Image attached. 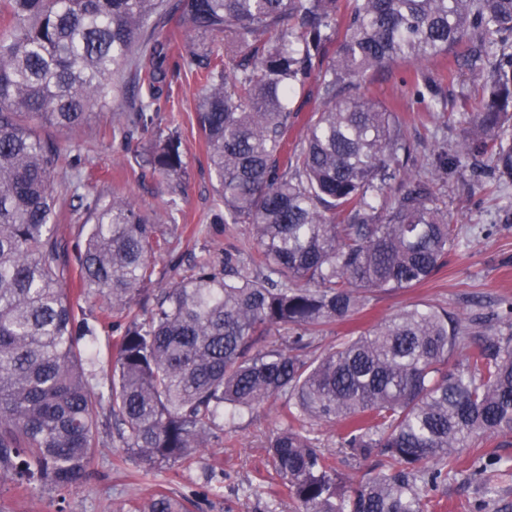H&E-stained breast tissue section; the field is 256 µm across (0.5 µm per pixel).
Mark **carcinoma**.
I'll list each match as a JSON object with an SVG mask.
<instances>
[{"mask_svg":"<svg viewBox=\"0 0 512 512\" xmlns=\"http://www.w3.org/2000/svg\"><path fill=\"white\" fill-rule=\"evenodd\" d=\"M202 40L179 45L170 22ZM466 47L485 96L466 114L449 163L487 155L512 184V0H0V483L82 487L95 453L96 329L80 301L102 297L125 320L113 342L107 403L117 435L148 465L207 446L222 419L271 399L286 408L268 462L295 512H426L423 489L456 470L474 439L512 436L511 330L466 341L445 307L408 308L317 353L324 329L353 320L382 291L416 288L448 261L454 228L421 172L402 122L358 92L369 72ZM149 55L155 64H140ZM202 86L196 120L218 197L214 221L246 224L253 252H224L150 299L168 238L123 197L84 205L75 261L50 224L67 166L41 129L75 130L125 76L113 133L157 129L151 170L182 191L178 130L157 127V84L174 56ZM316 77L322 109L298 144L295 105ZM152 90L144 98L135 93ZM410 92L437 112L436 80ZM287 339L257 348L272 329ZM383 462L347 489L316 427ZM489 463L468 479L492 497ZM148 512H183L166 492Z\"/></svg>","mask_w":512,"mask_h":512,"instance_id":"obj_1","label":"carcinoma"}]
</instances>
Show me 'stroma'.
<instances>
[{
	"label": "stroma",
	"instance_id": "obj_1",
	"mask_svg": "<svg viewBox=\"0 0 512 512\" xmlns=\"http://www.w3.org/2000/svg\"><path fill=\"white\" fill-rule=\"evenodd\" d=\"M462 55V48L457 47L449 51L447 59ZM447 59L418 66L440 84L448 99L444 112L426 111L419 100L407 94L402 81L418 68L411 63H399L367 75L360 87L367 96L401 103L400 117L406 135L427 170L438 165L439 152L460 139L465 106L473 105L483 94L482 85L473 80L466 65L451 71L446 66ZM199 90L195 73L186 63L166 64L160 85L159 123L164 127L173 123L179 126L186 162L183 191L175 198L170 196L165 179L138 162L151 149L154 135L143 134L128 145L112 133V118L125 106L124 86L114 89L100 117L81 131L56 133V140L74 139L89 150L88 157L76 167L66 168L59 180L61 217L55 229L65 248L74 249L89 231L82 200L105 194L131 199L170 235L171 249L158 256L150 290L170 287L190 274L197 261H208L220 269L225 250L234 248L245 254L253 249L248 225L213 221L216 196L195 121ZM464 182L470 186L466 195L458 191ZM434 192L459 231L447 265L419 287L376 294L352 323L329 329L317 342L320 350L334 347L337 338L349 329L367 328L412 304L448 308L466 327L472 319H479L485 333L500 329L501 303L512 301V224L499 220L502 199L491 192L480 170L470 168L441 175L434 183ZM280 423L279 404L266 403L225 423L209 447L173 467L146 465L130 455L117 435L104 430L99 434L83 487L66 495L43 488L27 494L11 489L0 493V512H145L152 495L160 489L190 504L191 512H294L288 490L273 475L264 448ZM337 432L334 426L318 429L334 466L350 484L371 470L373 464L350 459L338 444ZM474 451L498 460L494 480L500 489L501 512H512V438L477 439ZM480 502L477 483L452 473L429 491L427 510L476 512Z\"/></svg>",
	"mask_w": 512,
	"mask_h": 512
}]
</instances>
